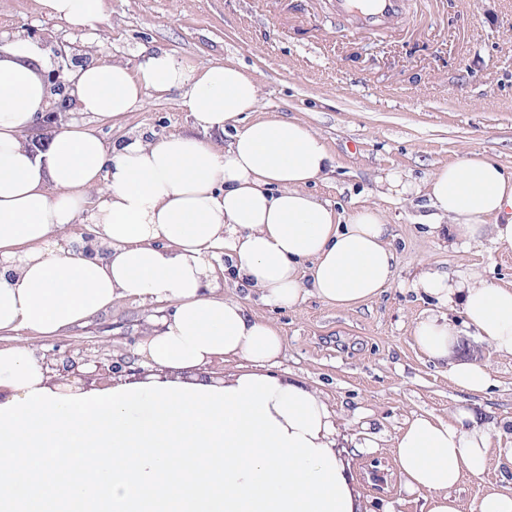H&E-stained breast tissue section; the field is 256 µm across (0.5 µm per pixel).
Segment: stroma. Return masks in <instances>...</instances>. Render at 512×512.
<instances>
[{
  "label": "stroma",
  "mask_w": 512,
  "mask_h": 512,
  "mask_svg": "<svg viewBox=\"0 0 512 512\" xmlns=\"http://www.w3.org/2000/svg\"><path fill=\"white\" fill-rule=\"evenodd\" d=\"M33 0H0V35L55 47L75 42L65 22L41 16ZM93 40L99 56L136 65L146 51H173L194 61L234 58L254 68L261 111L316 129L337 165L312 193L335 211L378 203L391 228L397 265L392 285L375 298L339 308L310 295L292 309L265 305L233 281L221 288L246 298L284 339L276 373L321 391L343 418L355 482L370 512H422L423 498L402 488L392 447L418 414L447 417L460 402L496 429L493 447L512 448V355L474 336L458 354L487 364L491 387L462 395L448 368L414 345L417 319L430 300L410 288L424 265L451 274L478 271L490 284L512 286V246L486 236L461 244L427 233L426 200L378 199L377 176L395 169L421 184L442 164L479 151L512 167V0H407V21L357 33L329 0H104ZM107 144L133 134L161 138L192 130L180 93L148 98L119 123L87 119ZM157 305L125 301L70 333L73 344L111 343L136 355ZM109 333H100V326ZM378 437L362 447L364 427ZM511 493L496 467L454 489L461 512H477L484 491Z\"/></svg>",
  "instance_id": "stroma-1"
}]
</instances>
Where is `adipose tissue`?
Returning <instances> with one entry per match:
<instances>
[{"mask_svg":"<svg viewBox=\"0 0 512 512\" xmlns=\"http://www.w3.org/2000/svg\"><path fill=\"white\" fill-rule=\"evenodd\" d=\"M78 37L104 0H34ZM45 57L30 39L0 47V512H367L338 447L340 420L316 389L269 373L284 340L265 317L224 296L231 274L269 305L307 294L339 307L379 295L396 255L376 204L337 215L313 196L336 158L292 119L259 117L261 87L234 62L146 54L137 67L98 59L69 77L77 112L120 120L151 96L179 90L195 134L142 135L107 145L76 119L41 143L29 137L47 107ZM246 112L257 118L217 142ZM378 197H426L422 223L460 242L493 233L512 246V170L481 152L441 165L424 186L397 170ZM94 225V255L76 250ZM228 265H221V258ZM435 312L414 325L420 351L453 384L480 393L487 365L455 356L466 330L512 354V287L479 273L423 268L411 283ZM170 309L138 345L149 373L102 391L59 394L29 340L67 335L120 300ZM459 310L461 320L448 310ZM243 359L249 371L209 375ZM478 411L418 415L393 452L408 492L427 512H460L450 491L497 462Z\"/></svg>","mask_w":512,"mask_h":512,"instance_id":"1","label":"adipose tissue"}]
</instances>
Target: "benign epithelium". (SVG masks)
I'll return each mask as SVG.
<instances>
[{
  "instance_id": "obj_1",
  "label": "benign epithelium",
  "mask_w": 512,
  "mask_h": 512,
  "mask_svg": "<svg viewBox=\"0 0 512 512\" xmlns=\"http://www.w3.org/2000/svg\"><path fill=\"white\" fill-rule=\"evenodd\" d=\"M67 107L59 104L47 108L32 132V138L39 140L45 132L52 128L58 120V113L64 112ZM43 366L46 375L51 378L50 385L60 393L66 394L79 386L88 389L93 384L100 386L112 384V379L126 377L137 380L143 377L142 368L129 369L126 357L103 355L99 351L88 347L70 349L61 356L56 351L45 352Z\"/></svg>"
}]
</instances>
